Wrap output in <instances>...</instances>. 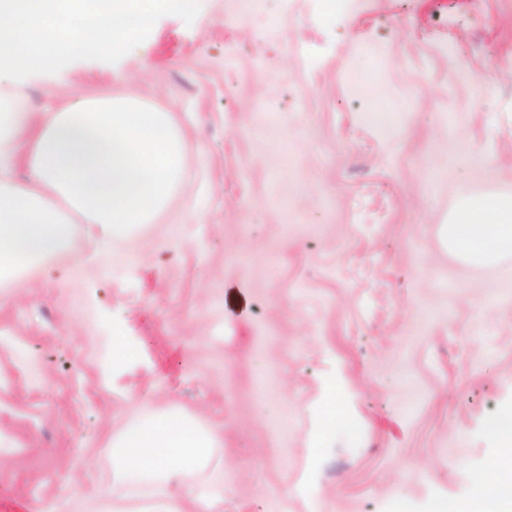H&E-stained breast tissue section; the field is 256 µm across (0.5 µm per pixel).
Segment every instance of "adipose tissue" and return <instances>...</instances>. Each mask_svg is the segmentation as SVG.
I'll return each mask as SVG.
<instances>
[{"instance_id":"ef3b65f1","label":"adipose tissue","mask_w":512,"mask_h":512,"mask_svg":"<svg viewBox=\"0 0 512 512\" xmlns=\"http://www.w3.org/2000/svg\"><path fill=\"white\" fill-rule=\"evenodd\" d=\"M181 141L168 113L133 97L78 99L42 113L0 108V281L23 285L45 258L67 252L71 216L99 230L98 247L151 223L181 175ZM24 179H14L16 169ZM449 253L471 265L512 256V194L464 195L442 227ZM218 442L174 412L124 428L112 443V486L145 487L142 512H221L199 483ZM455 512H512V476L472 478Z\"/></svg>"}]
</instances>
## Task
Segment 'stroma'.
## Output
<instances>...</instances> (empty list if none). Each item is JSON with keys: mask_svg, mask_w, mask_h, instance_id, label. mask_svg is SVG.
<instances>
[{"mask_svg": "<svg viewBox=\"0 0 512 512\" xmlns=\"http://www.w3.org/2000/svg\"><path fill=\"white\" fill-rule=\"evenodd\" d=\"M118 94L171 112L180 183L107 253L76 223L0 283V512L96 496L160 410L218 434L223 512H434L495 477L512 256L467 265L441 226L512 194V0H201L118 62L0 89L35 114Z\"/></svg>", "mask_w": 512, "mask_h": 512, "instance_id": "35a3bbf8", "label": "stroma"}]
</instances>
